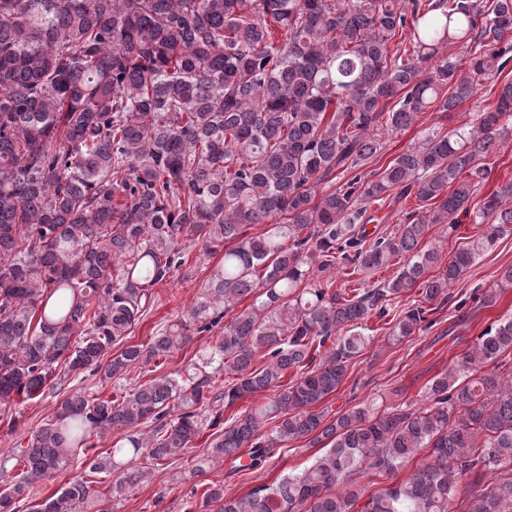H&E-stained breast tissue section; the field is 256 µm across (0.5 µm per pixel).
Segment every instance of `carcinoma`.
I'll return each instance as SVG.
<instances>
[{"instance_id":"obj_1","label":"carcinoma","mask_w":512,"mask_h":512,"mask_svg":"<svg viewBox=\"0 0 512 512\" xmlns=\"http://www.w3.org/2000/svg\"><path fill=\"white\" fill-rule=\"evenodd\" d=\"M449 44L471 56L466 74L440 55ZM511 63L512 0H0V412L86 371L110 382L159 366L229 318L182 372L108 398L68 393L0 454V512L117 429L88 466L113 499L151 474L132 462L161 466L206 434L192 477L228 458L259 470L305 438L325 452L239 498L213 482L200 512H512V317L431 379L424 407H354L328 424L317 409L372 342L365 321L416 287L424 303L398 312L388 340L432 327L428 304L512 235V180L469 206L509 136L512 80L455 137L428 134L376 179L315 190L379 153L382 124L407 127L436 103L446 112ZM393 193L421 211L364 245L355 226ZM461 212L486 228L430 279L429 225ZM197 244L222 254L201 296L147 344L123 345ZM312 253L321 272L402 264L344 294L306 283ZM268 390L269 402L224 418ZM424 449L429 460L388 488L367 495L356 480L394 478ZM89 495L71 477L27 512H82Z\"/></svg>"}]
</instances>
